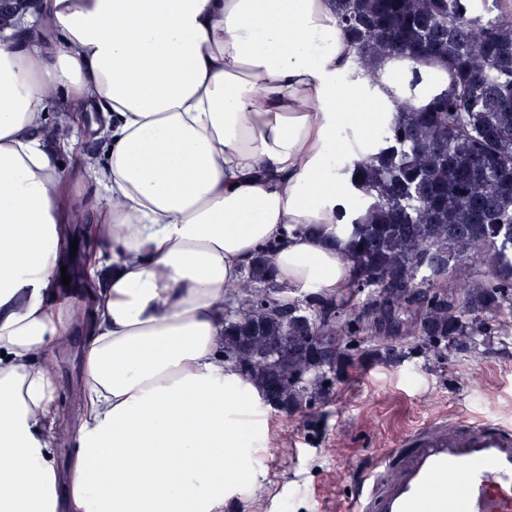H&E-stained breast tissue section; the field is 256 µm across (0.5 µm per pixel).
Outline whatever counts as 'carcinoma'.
I'll use <instances>...</instances> for the list:
<instances>
[{
    "instance_id": "cac0c4a2",
    "label": "carcinoma",
    "mask_w": 512,
    "mask_h": 512,
    "mask_svg": "<svg viewBox=\"0 0 512 512\" xmlns=\"http://www.w3.org/2000/svg\"><path fill=\"white\" fill-rule=\"evenodd\" d=\"M336 18L358 59L437 58L453 84L396 116L381 134L385 147L353 162L368 200L354 222L347 290L379 293L369 313L321 294L283 305L269 248L234 290L224 359L287 415L330 394L353 337L364 334L379 350L401 323L441 356L475 347L512 301V8L502 0L482 13L476 0H336ZM464 261L486 263L487 275L454 276Z\"/></svg>"
}]
</instances>
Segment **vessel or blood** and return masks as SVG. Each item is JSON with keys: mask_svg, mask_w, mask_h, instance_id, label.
Returning a JSON list of instances; mask_svg holds the SVG:
<instances>
[{"mask_svg": "<svg viewBox=\"0 0 512 512\" xmlns=\"http://www.w3.org/2000/svg\"><path fill=\"white\" fill-rule=\"evenodd\" d=\"M346 512H512V427L435 422L356 479Z\"/></svg>", "mask_w": 512, "mask_h": 512, "instance_id": "vessel-or-blood-1", "label": "vessel or blood"}]
</instances>
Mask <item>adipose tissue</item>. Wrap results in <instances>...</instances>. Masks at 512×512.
Instances as JSON below:
<instances>
[{"label":"adipose tissue","mask_w":512,"mask_h":512,"mask_svg":"<svg viewBox=\"0 0 512 512\" xmlns=\"http://www.w3.org/2000/svg\"><path fill=\"white\" fill-rule=\"evenodd\" d=\"M21 22L39 35L0 49V512H224L269 432L224 361L232 285L273 242L282 301L346 288L364 213L348 167L452 74L388 56L369 82L334 0H43ZM59 96L98 110L109 152L73 178L57 154L75 139L44 135ZM89 216L66 415L43 357L82 317L55 274Z\"/></svg>","instance_id":"adipose-tissue-1"}]
</instances>
